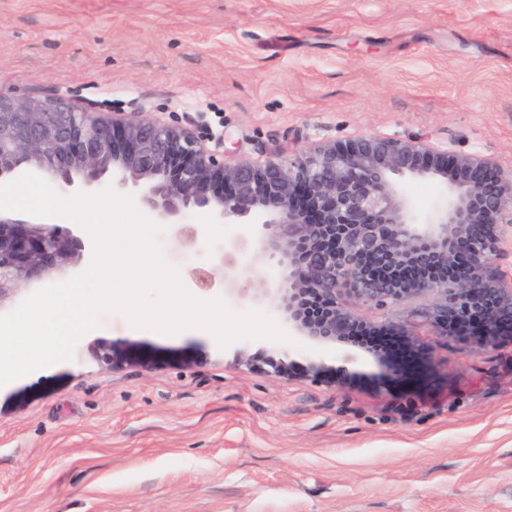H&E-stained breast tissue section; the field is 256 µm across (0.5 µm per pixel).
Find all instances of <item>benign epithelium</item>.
Returning <instances> with one entry per match:
<instances>
[{
  "label": "benign epithelium",
  "mask_w": 512,
  "mask_h": 512,
  "mask_svg": "<svg viewBox=\"0 0 512 512\" xmlns=\"http://www.w3.org/2000/svg\"><path fill=\"white\" fill-rule=\"evenodd\" d=\"M22 168L65 193L78 178L93 187L112 173L111 186L132 193L193 254L212 245L195 218L253 227L224 237L225 293L278 258L282 270L259 302L311 342L352 346L370 332L346 295L384 305L432 293L440 299L428 318L441 331L486 345L512 340V281L493 266L512 224V173L489 158L367 135L226 165L193 132L159 120L0 94V179ZM406 177L434 183L432 212L418 211ZM91 257L78 229L0 216V312L24 290L78 275ZM91 354L112 370L155 366L126 341L98 342Z\"/></svg>",
  "instance_id": "7a95c632"
}]
</instances>
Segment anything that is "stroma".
<instances>
[{
	"mask_svg": "<svg viewBox=\"0 0 512 512\" xmlns=\"http://www.w3.org/2000/svg\"><path fill=\"white\" fill-rule=\"evenodd\" d=\"M0 92L137 112L224 138L236 161L363 135L512 170V0H0ZM427 299L350 308L429 359L220 349L100 318L73 357L0 388V512H512V343L441 334ZM99 339L153 352L99 367Z\"/></svg>",
	"mask_w": 512,
	"mask_h": 512,
	"instance_id": "stroma-1",
	"label": "stroma"
}]
</instances>
